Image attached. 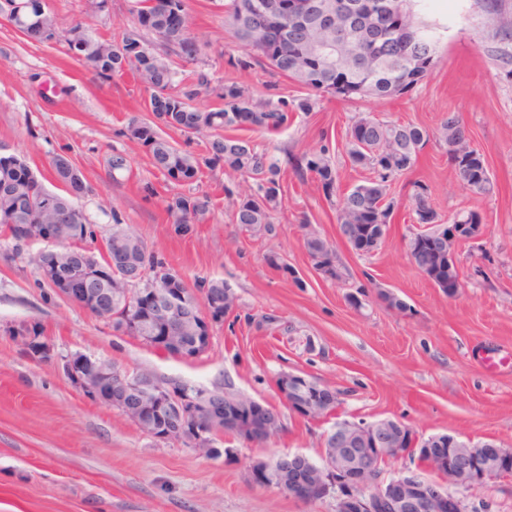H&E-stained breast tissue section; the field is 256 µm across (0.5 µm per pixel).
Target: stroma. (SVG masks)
Segmentation results:
<instances>
[{
    "label": "stroma",
    "mask_w": 512,
    "mask_h": 512,
    "mask_svg": "<svg viewBox=\"0 0 512 512\" xmlns=\"http://www.w3.org/2000/svg\"><path fill=\"white\" fill-rule=\"evenodd\" d=\"M60 29L91 18L93 34L113 39L131 26L129 0H108L89 16L88 0H45ZM195 34L206 47L199 58L216 79L228 74L241 51L224 27L214 0H188ZM438 22L439 63L404 98L343 101L323 97L315 111L292 113L275 132L238 129V137L277 158L284 171L283 207L274 216L279 234L268 239L234 224L225 184L253 189L252 179L203 170L199 187L212 197L204 223L192 234H172L163 201L176 193L150 163L145 149L122 136L130 117L150 118L149 94L132 73L102 81L85 72L63 44L27 40L0 20V145L26 158L46 188L58 190L49 164L68 155L92 186L77 205L98 236L113 217L163 254L187 283L226 282L237 307L214 324L207 350L180 358L131 336H116L80 306L50 298L36 269L13 257L11 237L0 234V512H336L334 497L301 502L245 479L255 460L302 454L321 462L323 435L334 422L397 419L426 438L447 433L460 440L495 441L512 448V82L496 54L512 53L476 0H439L423 11ZM237 78L261 98L301 96L302 88L266 67ZM459 113L471 145L488 162L494 189L476 195L457 181L436 142L416 166L393 181L399 212L378 250L359 255L340 243L336 213L312 175L293 165L304 151L329 144L342 188L361 183L352 168L346 130L358 117L414 123L436 131ZM125 153L131 170L112 179L107 160ZM428 188L445 218L478 212L482 231L459 243L462 288L448 297L411 262L408 241L422 229L409 206L412 182ZM157 194L145 198L141 188ZM337 245L346 282L323 279L303 247L305 229ZM276 252L305 282L295 287L270 267ZM368 283L361 307L347 299ZM405 303L388 307L384 293ZM277 316L264 326L263 315ZM38 325L49 359L26 354L13 329ZM111 360L120 370L207 391L232 392L277 412L282 428L254 444L227 434L221 447L233 458L213 457L146 433L121 411L80 395L63 370L65 357ZM495 360L485 366V357ZM296 372L341 394L332 417L308 421L283 402L280 373ZM477 512H512V475L456 488Z\"/></svg>",
    "instance_id": "1"
}]
</instances>
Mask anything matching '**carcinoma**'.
I'll use <instances>...</instances> for the list:
<instances>
[{"label":"carcinoma","mask_w":512,"mask_h":512,"mask_svg":"<svg viewBox=\"0 0 512 512\" xmlns=\"http://www.w3.org/2000/svg\"><path fill=\"white\" fill-rule=\"evenodd\" d=\"M259 0H219L224 12V27L231 33L243 55L228 59L235 70L264 65L274 74L309 90L303 97L277 102L259 99L232 77L216 81L200 67L190 78H179L176 61L194 62L203 44L193 35L195 18L187 0H135L131 8L133 24L110 41L95 38L89 26L79 21L67 30L56 26L50 12L41 10L28 18L20 33L39 43L62 41L85 70L110 80L132 70L150 91L154 119L132 118L122 131L124 137L145 148L151 164L172 184L188 191L174 193L164 200L171 231L186 236L210 212L211 198L196 190L202 168L221 170L248 177L255 188L242 194L232 186L224 194L233 209V220L246 230L274 238L278 226L273 213L282 205L284 186L278 160L258 152L246 139L223 134L226 129L249 127L256 130L278 129L288 123L289 113H309L319 98L328 94L341 99L355 97H401L411 93L435 68L440 39L430 33L436 27L421 20L419 0H388L392 24L367 11V0H296L293 14L270 28L267 17L254 4ZM483 10L494 21L503 20L505 0H480ZM352 19V45L336 53L337 22ZM202 95L217 98L221 107L202 110L194 100ZM178 131L186 138L207 135L206 150L196 154L172 144L164 130ZM430 140L428 131L413 123L396 124L360 118L346 132V149L351 164L369 172L363 183L344 191L329 147L321 145L304 152L297 160L298 174H310L319 182L326 198H336V221L340 239L352 250L370 254L385 241L398 207L391 196L392 181L411 170L421 150ZM435 141L455 171L461 184L475 195L493 189L483 154L471 147L459 114L448 113L435 134ZM25 158L0 153V225L17 243L30 241L36 227L45 222L58 225L64 240L70 242L65 252L55 255L49 249L29 256L39 275L48 266H57L65 275L97 279L112 267V294L95 287L94 294L81 300V306L112 328L116 336H132L184 358L207 349L199 330L211 308L223 314L236 307V296L222 280L200 283L191 289L177 276L166 258L147 247L144 241L123 227L118 215H112V233L102 238L98 253L76 246L95 241L96 230L75 200L90 193L91 185L79 169L64 155L51 162L55 179L63 193L48 190L39 179L25 180L13 176V166ZM112 176L130 171L127 155L115 151L108 158ZM412 211L420 224L429 228L414 234L408 248L412 263L433 284L448 291V284H460L455 245L478 236L481 217L471 211L455 217L460 234L453 239L444 222L431 207L427 187L416 185L411 196ZM304 245L312 268L326 279L346 281V268L336 246L314 232L305 234ZM267 263L290 279L298 288L304 281L288 260L276 252L266 255ZM149 288H176V297L184 296L183 309L196 320V331L189 333L179 321L163 324L150 320L134 304V296ZM103 380L111 384V394L119 398L126 393L125 381L142 384L132 390L130 399L160 401L156 386L140 374H126L99 362ZM236 407V422L221 424L212 433H232L251 440L246 431L249 417L248 399L211 392ZM163 418L154 422L136 421L146 434L156 437L165 433L160 424L170 428L180 422L174 407L161 406ZM189 423L183 427L180 443L197 437V430L208 423L203 405L185 409Z\"/></svg>","instance_id":"1"}]
</instances>
